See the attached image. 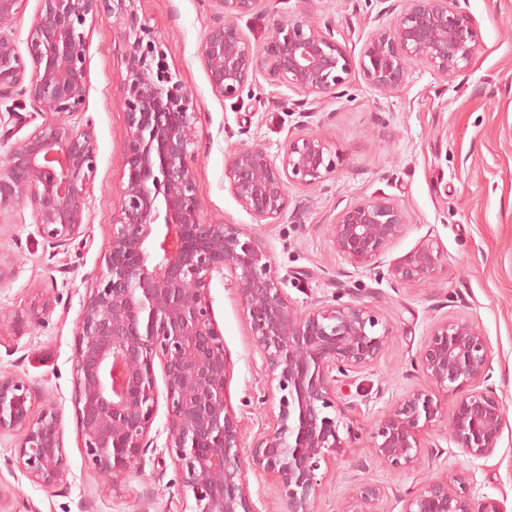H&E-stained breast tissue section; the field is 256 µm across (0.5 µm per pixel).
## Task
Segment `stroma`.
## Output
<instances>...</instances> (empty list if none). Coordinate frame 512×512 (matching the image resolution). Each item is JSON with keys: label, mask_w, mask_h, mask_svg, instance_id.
I'll list each match as a JSON object with an SVG mask.
<instances>
[{"label": "stroma", "mask_w": 512, "mask_h": 512, "mask_svg": "<svg viewBox=\"0 0 512 512\" xmlns=\"http://www.w3.org/2000/svg\"><path fill=\"white\" fill-rule=\"evenodd\" d=\"M139 16L155 30L172 71L195 92L200 216L254 228L265 240L289 300L299 308L348 290L375 306L391 332L378 365L354 389L366 403L357 417L356 447L331 459L328 492L318 512H359V487L368 480L384 494L376 512H404L415 491L460 450L438 431L423 446L440 445L415 472L388 467L368 453L377 415L412 388L431 392L447 408L458 396L436 388L414 367L430 326L444 316L475 321L492 348L497 392L509 418L496 454L476 473V498L505 499L512 512V0H468L479 22V46L469 70L443 80L413 64L403 87L383 95L362 74L336 96L295 107L296 95L257 79L240 101L215 96L200 48L211 13L204 0H138ZM384 0H320V19L332 20L336 40L351 56L376 27L389 23ZM86 116L98 144L94 195L83 236L53 247L38 230L29 203L0 212V258L15 267L0 284V372L24 380L32 411L57 408L69 474L52 487L33 483L14 450L22 434L0 435V512H194L164 445L167 407L158 404L150 431L154 449L137 468L103 473L85 461L74 405L76 324L88 289L106 270L105 246L121 202L126 126L120 106L126 76L123 30L113 17L91 25ZM315 131L336 154L327 187L290 190L288 212L275 224L256 222L224 179L229 154L260 143L277 153L288 136ZM385 195L404 204L411 222L385 252L392 264L415 247H439L435 278L393 287L373 267H353L333 249L328 230L349 205ZM229 361L226 401L245 442L271 422L264 402L266 373L249 341L243 303L231 280L213 279L206 291Z\"/></svg>", "instance_id": "stroma-1"}]
</instances>
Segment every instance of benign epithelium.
<instances>
[{
    "mask_svg": "<svg viewBox=\"0 0 512 512\" xmlns=\"http://www.w3.org/2000/svg\"><path fill=\"white\" fill-rule=\"evenodd\" d=\"M24 0H0V102L43 118L9 143L0 167V206L25 196L41 234L67 246L83 234L97 170L91 125L62 122L84 112L88 89V23L112 14L125 21L126 76L121 105L126 122L122 200L105 247L106 272L90 288L77 322L74 403L89 465L103 473L141 464L158 405L154 360L166 383L165 449L192 494L196 512H256L244 482L242 432L228 411L229 362L206 290L229 272L244 304L254 346L268 376L264 397L275 413L251 446L252 465L269 474L287 512H316L322 465L352 447L356 409L352 375L372 367L390 331L357 295H335L305 311L288 299L262 238L243 224L204 222L194 158L202 105L173 72L154 31L137 22V0H37L25 50L10 23ZM213 18L201 43L212 92L239 99L257 76L300 99L321 100L345 86L355 70L387 93L423 62L448 80L465 72L478 48V23L463 0H397L394 19L374 28L352 58L329 25L313 20L316 0H296L290 15L272 14L268 36L255 47L238 20L261 0H207ZM336 172L335 155L317 134L290 136L273 157L260 144L234 150L224 176L238 203L258 222L288 211L289 188L316 187ZM404 206L375 196L345 208L331 225L336 253L353 266L378 263L404 233ZM439 249L414 248L388 268L395 287L432 279ZM436 386L461 393L453 414L425 390L412 389L372 428L370 451L406 471L423 466L421 435L444 426L446 437L472 460L488 459L507 426L492 382L490 344L479 326L457 317L436 322L415 361ZM26 382L0 375V434L19 430L18 466L44 487L66 479L61 416L31 412ZM458 485L448 490V481ZM475 472L452 466L422 484L404 512H506L498 500H475ZM360 512H374L377 485L360 487Z\"/></svg>",
    "mask_w": 512,
    "mask_h": 512,
    "instance_id": "7a95c632",
    "label": "benign epithelium"
}]
</instances>
